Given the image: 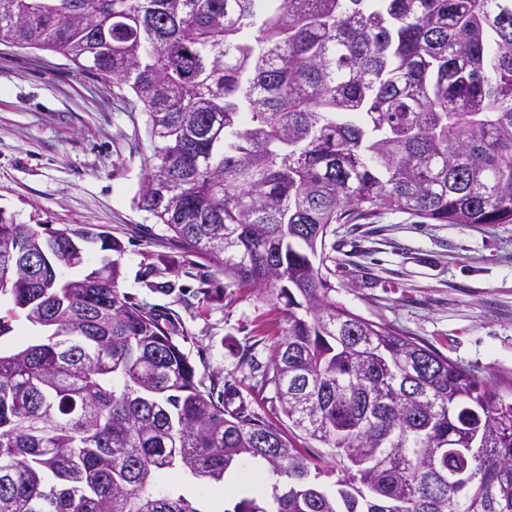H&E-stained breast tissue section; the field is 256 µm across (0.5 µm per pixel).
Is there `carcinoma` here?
<instances>
[{
    "label": "carcinoma",
    "instance_id": "cac0c4a2",
    "mask_svg": "<svg viewBox=\"0 0 512 512\" xmlns=\"http://www.w3.org/2000/svg\"><path fill=\"white\" fill-rule=\"evenodd\" d=\"M0 41L134 93L137 208L285 300L264 384L332 459L214 397L175 319L118 288L121 242L0 218V337L44 330L0 351V512H205L166 476L246 462L276 480L224 512H512L508 389L337 305L325 253L380 209L512 224V0H0ZM14 331L10 336L2 337L1 347L6 349L11 346H18L26 343L35 336H39L40 329L27 323L23 318L13 323Z\"/></svg>",
    "mask_w": 512,
    "mask_h": 512
}]
</instances>
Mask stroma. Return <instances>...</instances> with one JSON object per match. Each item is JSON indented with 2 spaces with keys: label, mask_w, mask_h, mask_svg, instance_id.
Wrapping results in <instances>:
<instances>
[{
  "label": "stroma",
  "mask_w": 512,
  "mask_h": 512,
  "mask_svg": "<svg viewBox=\"0 0 512 512\" xmlns=\"http://www.w3.org/2000/svg\"><path fill=\"white\" fill-rule=\"evenodd\" d=\"M133 99L60 54L0 43V212L118 238L121 292L179 316L206 385L287 426L263 384L285 303L232 283L217 260L185 255L134 206L154 145ZM326 244L339 305L479 378L512 380V224H429L383 209L337 225Z\"/></svg>",
  "instance_id": "stroma-1"
}]
</instances>
